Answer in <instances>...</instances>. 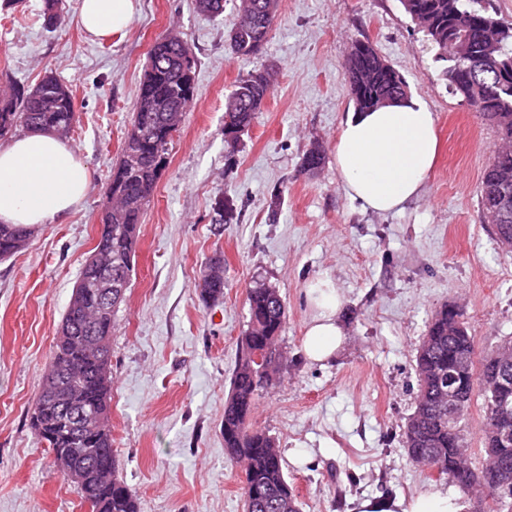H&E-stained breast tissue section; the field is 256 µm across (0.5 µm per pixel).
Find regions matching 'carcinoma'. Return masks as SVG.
Wrapping results in <instances>:
<instances>
[{
    "label": "carcinoma",
    "mask_w": 512,
    "mask_h": 512,
    "mask_svg": "<svg viewBox=\"0 0 512 512\" xmlns=\"http://www.w3.org/2000/svg\"><path fill=\"white\" fill-rule=\"evenodd\" d=\"M405 11L422 28L436 48V60L445 63L443 76L451 92L465 98L473 84L468 105L494 123L498 144L491 151L481 177L480 197L496 191L512 196V180L497 184L498 168L512 169V27L500 41L493 57L471 80L458 70L459 58L448 54V35L467 29L472 50L480 54L483 28L500 24L483 0H401ZM280 0H241L240 22L230 35V46L239 57L256 56L264 50L269 31L278 18ZM195 62L192 45L181 36L158 39L148 53L140 80L131 127L127 131L118 163L106 191L111 206L104 209L98 242L97 262L85 261L77 283L83 287L79 308L67 306L51 363L44 370L29 426L38 441L52 454L62 473L73 471L79 481L70 483L73 493L92 512H137L134 488L115 475L112 451L110 402L112 395L110 341L116 307L106 301L104 273L112 280L130 284L133 260L140 237L145 207L167 165L169 148L184 112L194 99V75L182 73V59ZM350 94L358 111L364 112L385 100L408 94L403 76L378 62V50L368 41H356L345 63ZM271 94L267 73L256 71L241 80L224 102V140L237 141L250 127ZM76 108L72 90L49 73L32 88L17 86L0 96V139L34 123L47 124L67 137L73 132ZM506 254H512V216L487 218ZM32 229L0 224V258L10 257L26 245ZM196 287L203 301L224 296V271L209 265ZM249 321L238 346L231 387L224 403V453L242 465V496L245 512H301L300 503L285 475L283 459L273 439L253 424L260 395L279 382L282 354L278 340L286 324L287 311L275 289L257 285L247 295ZM472 359V370L461 389L465 398L455 430L448 429V401L443 389L448 383V362L460 352ZM267 357L266 367L253 360L255 353ZM512 369V336L477 359L475 337L463 315L451 314L444 306L433 315L417 352L419 392L417 405L404 436L408 458L423 469L435 468L457 482L466 495L482 500L483 512H512V501L498 498L504 486H512V440H498L497 413L502 403L496 397L494 371L503 359ZM69 391V405L58 400V392ZM483 399L481 431L485 462L472 467L465 454L468 416L475 398ZM99 416L84 423L76 420L81 410Z\"/></svg>",
    "instance_id": "1"
}]
</instances>
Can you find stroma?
<instances>
[{
	"instance_id": "obj_1",
	"label": "stroma",
	"mask_w": 512,
	"mask_h": 512,
	"mask_svg": "<svg viewBox=\"0 0 512 512\" xmlns=\"http://www.w3.org/2000/svg\"><path fill=\"white\" fill-rule=\"evenodd\" d=\"M78 4L63 0L47 29L43 0H0V90L50 71L62 79L79 115L69 141L90 175L77 211L0 259V512H88L32 434L29 412L97 243L148 53L172 34L193 46L196 96L144 212L111 337L112 449L138 512H244L221 428L247 293L258 284L279 292L288 320L281 380L261 395L254 420L283 453L302 512H349L363 495L458 494L413 466L403 441L418 395L416 352L436 310L458 305L479 351L512 336V259L480 204L498 133L449 91L401 0H281L263 54L251 59L229 48L239 0L217 17L195 0H141L128 32L102 42L81 30ZM359 39L427 103L440 142L420 196L384 215L345 195L334 158L355 109L344 63ZM258 69L272 92L249 130L227 142L224 99ZM317 144L324 163L304 172ZM224 196L237 216L218 224L213 206ZM215 257L224 296L207 305L196 283ZM324 277L343 296L346 340L320 365L304 358L302 340L312 314L305 290Z\"/></svg>"
}]
</instances>
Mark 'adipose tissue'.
<instances>
[{"mask_svg": "<svg viewBox=\"0 0 512 512\" xmlns=\"http://www.w3.org/2000/svg\"><path fill=\"white\" fill-rule=\"evenodd\" d=\"M139 0H80L86 33L106 39L128 29ZM438 153L435 115L406 96L347 119L336 139V169L346 193L379 213L398 210L419 195ZM89 184L86 165L67 141L51 132L27 133L0 147V223L38 227L77 209ZM314 312L302 352L308 361L335 357L345 336L342 300L332 280L308 290ZM353 512H460L454 497L433 491L415 496L378 495L357 500Z\"/></svg>", "mask_w": 512, "mask_h": 512, "instance_id": "ef3b65f1", "label": "adipose tissue"}]
</instances>
